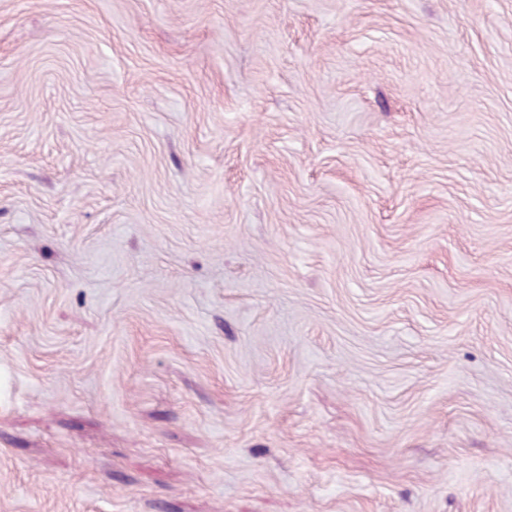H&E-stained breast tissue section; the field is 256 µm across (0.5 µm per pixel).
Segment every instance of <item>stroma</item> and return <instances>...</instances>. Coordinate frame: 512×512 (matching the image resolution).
Listing matches in <instances>:
<instances>
[{"mask_svg": "<svg viewBox=\"0 0 512 512\" xmlns=\"http://www.w3.org/2000/svg\"><path fill=\"white\" fill-rule=\"evenodd\" d=\"M0 512H512V0H0Z\"/></svg>", "mask_w": 512, "mask_h": 512, "instance_id": "35a3bbf8", "label": "stroma"}]
</instances>
